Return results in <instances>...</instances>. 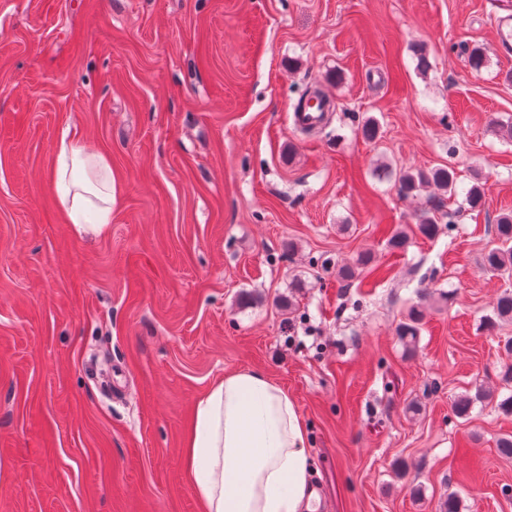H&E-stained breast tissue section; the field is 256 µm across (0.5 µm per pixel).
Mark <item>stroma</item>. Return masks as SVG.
Listing matches in <instances>:
<instances>
[{"instance_id": "obj_1", "label": "stroma", "mask_w": 512, "mask_h": 512, "mask_svg": "<svg viewBox=\"0 0 512 512\" xmlns=\"http://www.w3.org/2000/svg\"><path fill=\"white\" fill-rule=\"evenodd\" d=\"M495 9L0 0V512H202L183 460L194 405L245 368L306 422L317 512H436L449 496L512 512L497 450L512 322L487 324L512 277L480 264L512 210ZM308 88L334 110L303 132L290 115ZM66 130L112 164L105 235H77L52 193ZM442 164L485 183L481 210L400 196V173ZM437 206L451 222L428 239L418 216ZM392 225L406 249L387 247ZM365 251L380 274L340 279ZM425 290L409 356L395 327Z\"/></svg>"}]
</instances>
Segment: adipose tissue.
Masks as SVG:
<instances>
[{
    "instance_id": "obj_1",
    "label": "adipose tissue",
    "mask_w": 512,
    "mask_h": 512,
    "mask_svg": "<svg viewBox=\"0 0 512 512\" xmlns=\"http://www.w3.org/2000/svg\"><path fill=\"white\" fill-rule=\"evenodd\" d=\"M51 185L78 234L112 222V165L77 139L54 147ZM185 457L203 512H315L307 429L287 389L263 372L225 373L196 402Z\"/></svg>"
}]
</instances>
